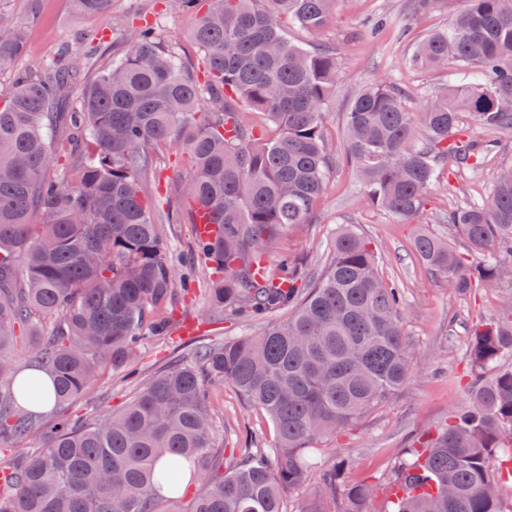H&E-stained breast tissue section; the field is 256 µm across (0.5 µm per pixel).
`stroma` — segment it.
<instances>
[{
    "label": "stroma",
    "instance_id": "35a3bbf8",
    "mask_svg": "<svg viewBox=\"0 0 512 512\" xmlns=\"http://www.w3.org/2000/svg\"><path fill=\"white\" fill-rule=\"evenodd\" d=\"M459 6V0H336L333 20L324 30L315 34L296 27L288 30L290 41L332 46L340 60L336 93L323 119L326 140L339 161L311 223L290 230L281 247L316 275L326 265L342 227H352L368 239L380 256L381 275L404 289L402 323L416 353L412 375L383 408L319 442V466L340 468L345 485L363 480L387 483L412 437L435 432L449 411L466 406L474 374L468 330L474 322L491 321L501 307L512 304V279L460 295L449 288L445 274L418 258L413 247L418 234H447L445 218L450 207L487 200L496 170L512 164V139L469 127L470 136L491 145L488 163L475 173L440 174L423 211L409 224L374 207L352 168L340 161L345 112L361 87L377 81L390 83L401 90L409 111L418 113L427 98L457 80L453 66L423 69L412 64L411 56L416 43L427 32L445 26ZM143 18L155 23L164 38L178 47L186 70L205 81L202 56L186 37L191 17L168 9L164 0H111L108 12L98 17L77 16L71 0H5L0 5V26H22L29 33L27 54L14 62L18 68L71 47L91 55L97 65H106L113 40ZM190 170L187 153L166 149L147 198L158 209L167 210L175 202L174 186ZM205 297L201 291L178 302L166 336L147 338L126 367L105 370L86 392L69 402L68 411L87 421L121 412L160 367L190 352L195 344L257 336L266 330L263 321L233 322L210 312ZM209 392L218 447L249 445L264 451L272 447L274 431L261 409L246 403L228 384L213 385Z\"/></svg>",
    "mask_w": 512,
    "mask_h": 512
}]
</instances>
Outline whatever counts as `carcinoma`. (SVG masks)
I'll return each mask as SVG.
<instances>
[{
    "label": "carcinoma",
    "mask_w": 512,
    "mask_h": 512,
    "mask_svg": "<svg viewBox=\"0 0 512 512\" xmlns=\"http://www.w3.org/2000/svg\"><path fill=\"white\" fill-rule=\"evenodd\" d=\"M72 2L76 13L98 16L110 0ZM173 2L194 16L189 39L203 56V85L148 21L91 78L89 59L67 53L10 74L9 100L0 104V368L32 329L31 353L55 403L65 404L101 369L126 366L146 335L169 329L190 277L171 260L162 219L141 189L167 147L192 163L175 199L192 215L208 211L216 227L213 238H194L210 271V308L241 321L288 314L260 336L171 361L122 413L90 424L34 421L13 401L37 396L38 378L14 383L0 395V443L36 437L44 447L8 471L0 512H161L162 491L178 497L194 471L205 489L185 512H284L285 493L309 483L334 498L340 471L318 467L314 444L381 409L413 371L400 288L379 275L363 237L338 232L315 278L286 253L275 263L268 257L288 230L311 223L333 165L323 117L336 91V52L291 43L286 25L317 33L335 0ZM26 48L23 28H0V72ZM450 59L463 78L425 102L420 125L387 83L364 87L345 112L347 163L371 204L406 224L424 209L439 167L484 166L488 145L462 118L512 137V0H461L448 26L419 42L413 63ZM64 118L72 167L59 165L55 149ZM86 140L94 152H76ZM446 223L478 262L420 234L414 248L423 262L459 294L497 286L512 269V166L496 174L487 202L448 210ZM469 336L481 370L469 402L412 441L384 512H503L512 370H482L512 356V306L472 325ZM215 382L268 414L274 464L256 449L215 447ZM376 493L367 482L347 487L348 512H366Z\"/></svg>",
    "instance_id": "obj_1"
}]
</instances>
